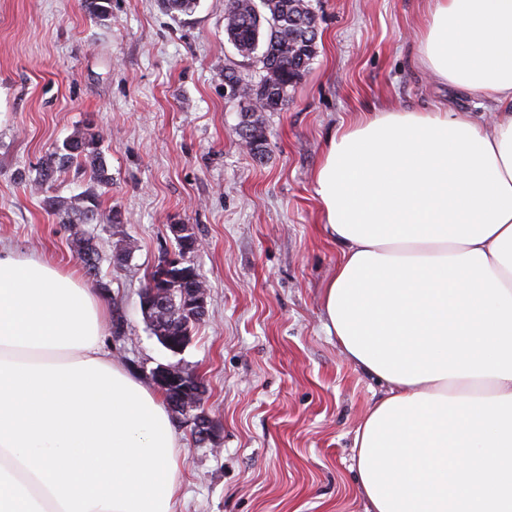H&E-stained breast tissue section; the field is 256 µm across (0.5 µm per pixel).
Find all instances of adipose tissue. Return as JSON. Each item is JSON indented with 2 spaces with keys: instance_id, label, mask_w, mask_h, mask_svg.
I'll return each instance as SVG.
<instances>
[{
  "instance_id": "obj_1",
  "label": "adipose tissue",
  "mask_w": 512,
  "mask_h": 512,
  "mask_svg": "<svg viewBox=\"0 0 512 512\" xmlns=\"http://www.w3.org/2000/svg\"><path fill=\"white\" fill-rule=\"evenodd\" d=\"M418 62L487 99L359 115L313 174L345 357L389 387L354 440L366 512H512V0H428ZM76 273L0 247V512H174L163 393L104 348Z\"/></svg>"
}]
</instances>
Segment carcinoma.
<instances>
[{"label":"carcinoma","instance_id":"carcinoma-1","mask_svg":"<svg viewBox=\"0 0 512 512\" xmlns=\"http://www.w3.org/2000/svg\"><path fill=\"white\" fill-rule=\"evenodd\" d=\"M111 0H82L91 16L106 19ZM225 30L238 54L256 59L260 65L258 78L245 81L233 68L224 71V83L246 101L242 111L247 120L239 128V137L249 145L254 155L263 157L265 133L258 112H271L270 99L277 97L280 106L288 105V91L304 75L317 49V18L309 0H224ZM75 165L89 173L90 181L105 186V160L101 151V135L82 131L63 145V153L50 155L38 171L34 183L47 186L55 175ZM97 195L88 191L80 202H67L50 197L48 206L63 215L66 223L76 226L74 247L81 259L85 276H98L100 254L93 239L78 229L81 224H93L98 219ZM176 252L180 261L160 272H150L145 287L163 288L168 298L181 303L182 290L205 286L190 261L198 239L194 231L183 228L177 236ZM203 320L193 310L157 319L151 329L154 336H188L191 329Z\"/></svg>","mask_w":512,"mask_h":512}]
</instances>
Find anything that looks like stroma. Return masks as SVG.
<instances>
[{"label":"stroma","instance_id":"stroma-1","mask_svg":"<svg viewBox=\"0 0 512 512\" xmlns=\"http://www.w3.org/2000/svg\"><path fill=\"white\" fill-rule=\"evenodd\" d=\"M318 53L286 107L265 113L266 152L239 140L243 114L224 70L259 67L224 33V0L188 14L160 0H112V17L82 0H0V243L61 268L78 267L72 230L45 203L89 176L70 167L48 189L32 181L76 130L100 133L109 185L85 225L100 252L94 286L121 317L113 360L144 384L180 361L204 379L217 447L175 420L176 512H366L356 483L358 425L387 393L342 355L321 294L339 249L321 231L312 175L329 135L353 117L481 99L415 64L427 0H312ZM133 250L112 260L113 220ZM193 227L191 261L208 287V317L178 355L153 336L140 292L174 252L170 225Z\"/></svg>","mask_w":512,"mask_h":512}]
</instances>
